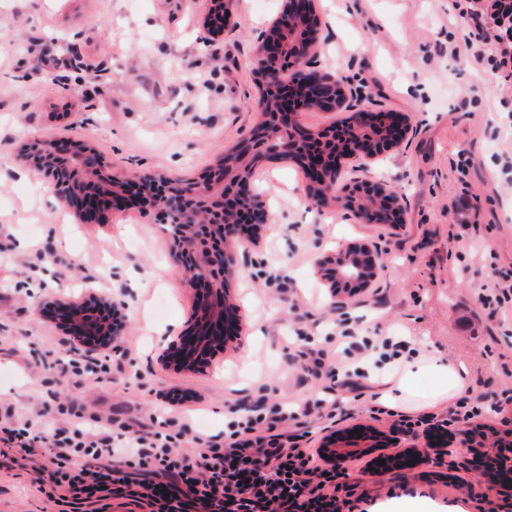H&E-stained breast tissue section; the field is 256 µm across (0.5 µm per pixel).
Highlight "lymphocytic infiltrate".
<instances>
[{
	"label": "lymphocytic infiltrate",
	"mask_w": 512,
	"mask_h": 512,
	"mask_svg": "<svg viewBox=\"0 0 512 512\" xmlns=\"http://www.w3.org/2000/svg\"><path fill=\"white\" fill-rule=\"evenodd\" d=\"M454 8L467 33L449 44V54L486 62L512 86V0H454ZM336 341L335 353L301 348L297 355L312 372L334 365L344 378L359 376L353 361L372 343L352 342L345 329ZM300 415V409L277 406L229 422L223 447L196 435L192 448L181 452L162 432L116 433L76 413L49 436L31 418L1 419L0 434L52 468L61 492L99 501L125 495L144 512H352L348 468L322 464L312 431L279 432L280 424ZM481 416L478 406L462 399L449 415H403L395 425L439 441L449 427Z\"/></svg>",
	"instance_id": "lymphocytic-infiltrate-1"
}]
</instances>
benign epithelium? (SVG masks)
<instances>
[{"mask_svg": "<svg viewBox=\"0 0 512 512\" xmlns=\"http://www.w3.org/2000/svg\"><path fill=\"white\" fill-rule=\"evenodd\" d=\"M320 27L314 0H284L256 48V79L260 87L257 107L263 120L261 131L231 149L234 165L219 163L198 177L143 171L128 174L107 171L105 161L95 172L81 168V140L27 141L21 155L29 166L49 182L60 203L85 217L101 220L119 208L138 207L154 215L169 237L177 239L170 258L178 268L189 267V287L197 295L199 324L168 348L163 359L182 368L209 365L215 351L238 334L237 307L225 288L226 272L234 263L228 251L232 241L250 240L251 231L242 224L223 225L224 245L217 256L195 231L209 224L212 212L237 215L249 212L253 229L271 223L272 214L264 196L239 171L255 157H284L303 163L312 181L336 194L346 210L362 224H400L403 211L397 193L384 181L367 175L371 163L398 147L408 130L405 116L372 110L369 93L361 86L323 72L316 65L315 45ZM294 68L289 79L283 65ZM317 108L348 114L339 129L352 127L348 158L363 175L345 182L333 156L324 148L323 131L300 128L292 121L298 112ZM378 252L363 244L346 249L342 256L322 261L331 298L343 305L355 292L368 287L378 274ZM105 303L96 299L79 313L69 305L60 316L78 341L98 345L97 316ZM376 448V437L365 434L353 440L343 433L328 437L321 448L334 465L360 449Z\"/></svg>", "mask_w": 512, "mask_h": 512, "instance_id": "7a95c632", "label": "benign epithelium"}]
</instances>
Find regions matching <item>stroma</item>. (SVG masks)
Instances as JSON below:
<instances>
[{
  "label": "stroma",
  "mask_w": 512,
  "mask_h": 512,
  "mask_svg": "<svg viewBox=\"0 0 512 512\" xmlns=\"http://www.w3.org/2000/svg\"><path fill=\"white\" fill-rule=\"evenodd\" d=\"M283 0H231L217 36L204 26L212 0H0V417H40L53 428L71 413L111 419L139 434L164 430L176 448L204 434L224 443L229 406H284L323 396L294 345L336 344V328L371 343L406 341L454 364L466 395L489 407L494 437L512 439V311L484 305L479 287L512 275V92L485 63L448 54L461 36L453 0H316L321 69L360 77L374 109L409 121L401 145L373 162L400 198L399 224H360L340 204L315 207L296 162L260 158L251 180L274 215L257 240L231 244L226 287L240 333L197 371L161 352L195 321V292L170 259L152 215L133 208L105 221L62 211L42 176L20 158L23 142L80 139L130 172L197 176L249 139L256 107V48ZM464 171H457L458 161ZM68 247H61L60 238ZM374 246L378 275L333 306L321 261ZM91 297L121 308L124 330L90 350L88 378L65 366L75 339L57 301ZM364 393L343 390L339 432L368 424L400 448L424 437L370 420L384 370L364 362ZM188 400L169 412L167 393ZM351 475L366 512H476L472 491L512 499L458 455H431L397 470ZM48 471L0 441V512H122L115 499L60 501Z\"/></svg>",
  "instance_id": "1"
}]
</instances>
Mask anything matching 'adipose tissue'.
Returning a JSON list of instances; mask_svg holds the SVG:
<instances>
[{"instance_id":"obj_1","label":"adipose tissue","mask_w":512,"mask_h":512,"mask_svg":"<svg viewBox=\"0 0 512 512\" xmlns=\"http://www.w3.org/2000/svg\"><path fill=\"white\" fill-rule=\"evenodd\" d=\"M424 373L437 381L435 391L429 394L420 393L414 387L415 379ZM386 383L381 401L409 411L447 407L463 397L467 389L465 379L452 363L425 351L403 359Z\"/></svg>"}]
</instances>
